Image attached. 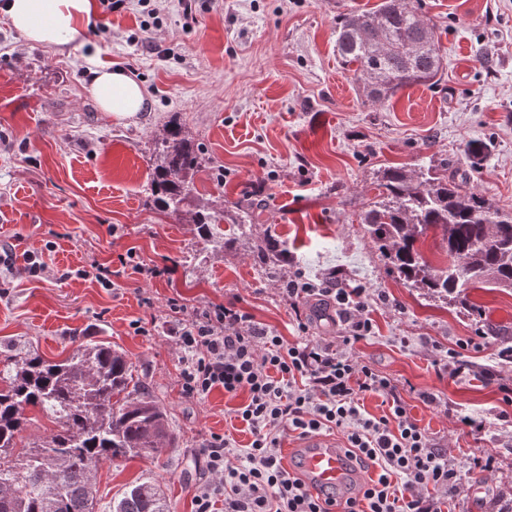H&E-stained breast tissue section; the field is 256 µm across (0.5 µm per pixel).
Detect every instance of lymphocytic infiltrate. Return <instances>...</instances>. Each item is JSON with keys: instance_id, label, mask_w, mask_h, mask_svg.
<instances>
[{"instance_id": "f902f5d3", "label": "lymphocytic infiltrate", "mask_w": 512, "mask_h": 512, "mask_svg": "<svg viewBox=\"0 0 512 512\" xmlns=\"http://www.w3.org/2000/svg\"><path fill=\"white\" fill-rule=\"evenodd\" d=\"M282 293L294 307L314 295L333 302L344 325L340 342L309 336L301 321L300 337L291 343L236 307L191 309L182 298L168 301L182 395L202 399L219 388L248 395L234 414L252 434L249 445L214 435L193 452L205 472L194 487L193 512H326L320 496L283 464L287 431L302 437L337 432L368 470L344 512H442L443 500L462 487L463 466L450 461L395 398L392 381L355 356L354 345L374 330L365 289L315 284L299 274ZM373 393L392 396L389 414L376 417L362 408Z\"/></svg>"}]
</instances>
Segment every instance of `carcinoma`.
I'll return each mask as SVG.
<instances>
[{
  "label": "carcinoma",
  "instance_id": "carcinoma-1",
  "mask_svg": "<svg viewBox=\"0 0 512 512\" xmlns=\"http://www.w3.org/2000/svg\"><path fill=\"white\" fill-rule=\"evenodd\" d=\"M336 49L365 100L384 103L406 87L432 83L443 71L435 27L404 0H381L372 10L344 14ZM488 146L470 142V167ZM151 195L172 213L193 192L202 161L182 128L170 124L152 142ZM461 168L448 161L417 169L388 166L376 174L377 194L359 215L391 268L430 297L464 302L470 288H512V211L464 187ZM217 217L195 213L199 236L211 239ZM441 237L448 266H431L418 242ZM32 409L57 424L37 443L22 444ZM167 414L134 377L125 352L82 341L52 362L15 349L0 367V512H96L97 469L119 458L158 456L174 447ZM112 512H168L160 485L144 481L112 505Z\"/></svg>",
  "mask_w": 512,
  "mask_h": 512
}]
</instances>
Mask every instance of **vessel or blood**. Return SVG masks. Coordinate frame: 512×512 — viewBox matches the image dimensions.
<instances>
[{"instance_id":"1","label":"vessel or blood","mask_w":512,"mask_h":512,"mask_svg":"<svg viewBox=\"0 0 512 512\" xmlns=\"http://www.w3.org/2000/svg\"><path fill=\"white\" fill-rule=\"evenodd\" d=\"M295 452L293 469L303 475L313 492L340 506L358 494L361 480L335 437L313 434L300 438Z\"/></svg>"}]
</instances>
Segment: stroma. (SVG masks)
<instances>
[{
	"instance_id": "1",
	"label": "stroma",
	"mask_w": 512,
	"mask_h": 512,
	"mask_svg": "<svg viewBox=\"0 0 512 512\" xmlns=\"http://www.w3.org/2000/svg\"><path fill=\"white\" fill-rule=\"evenodd\" d=\"M379 2L212 0L188 19L179 0H160L161 25L147 30L139 0H126L117 12L95 7L66 49L29 42L0 9V247L10 254L0 263V344L57 361L83 337L111 342L177 437L162 455L101 463L99 512L146 480L159 482L170 512H191L203 474L193 448L213 434L240 446L252 439L233 414L246 393L182 397L168 299L235 304L290 342L300 316L312 336L337 338L334 308L313 300L296 311L283 297L299 272L368 290L374 333L354 352L397 394L366 396L367 413L388 414L400 398L450 460L476 449L491 457V471L465 475L450 512H512V417L501 415L512 364L498 357L512 345V290L469 289L466 309L428 297L390 269L358 222L378 169L462 165L471 140L492 148L468 188L512 209V0H411L437 29L445 71L436 85L404 88L381 105L364 101L336 51L339 15ZM91 55L145 89L135 119L100 109ZM170 123L203 157L177 215L158 211L148 193L151 140ZM243 205L257 208L255 223H240ZM200 209L222 216L214 242L197 236L191 217ZM268 237L288 251L273 274L255 256ZM130 250L167 274L146 281L128 270L114 289L73 275ZM32 253L47 265L36 276ZM139 319L153 322L150 335L133 332ZM480 331L481 348L457 351Z\"/></svg>"
}]
</instances>
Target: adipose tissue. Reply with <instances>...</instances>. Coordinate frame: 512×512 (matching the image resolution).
<instances>
[{
	"mask_svg": "<svg viewBox=\"0 0 512 512\" xmlns=\"http://www.w3.org/2000/svg\"><path fill=\"white\" fill-rule=\"evenodd\" d=\"M91 10L92 0H8L6 5L12 26L27 40L61 48L74 41ZM91 73L90 91L103 111L128 120L143 109L144 88L123 70L98 64Z\"/></svg>",
	"mask_w": 512,
	"mask_h": 512,
	"instance_id": "adipose-tissue-1",
	"label": "adipose tissue"
}]
</instances>
